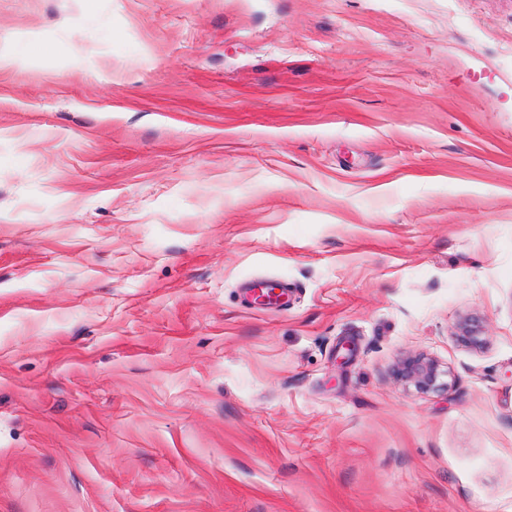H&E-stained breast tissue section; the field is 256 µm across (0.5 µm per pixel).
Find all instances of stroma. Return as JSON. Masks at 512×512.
<instances>
[{
    "mask_svg": "<svg viewBox=\"0 0 512 512\" xmlns=\"http://www.w3.org/2000/svg\"><path fill=\"white\" fill-rule=\"evenodd\" d=\"M15 49L0 512H512V0H0ZM482 328L478 321L472 316H463L457 323L456 339L461 343L477 347L482 343ZM395 373L420 392L438 391L447 386L442 379L446 372L439 361L422 354L409 355L399 360Z\"/></svg>",
    "mask_w": 512,
    "mask_h": 512,
    "instance_id": "obj_1",
    "label": "stroma"
}]
</instances>
